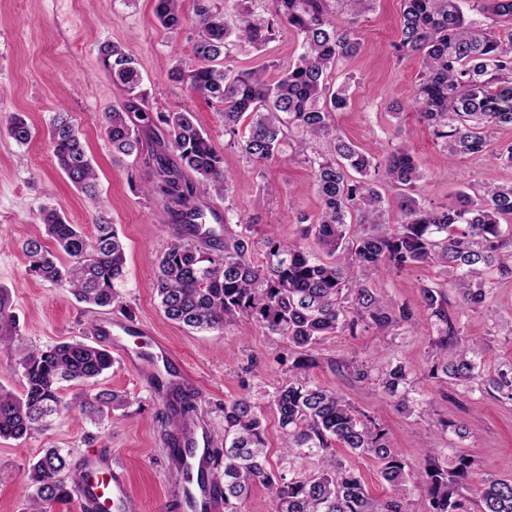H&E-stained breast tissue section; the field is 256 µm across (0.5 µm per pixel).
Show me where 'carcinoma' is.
Listing matches in <instances>:
<instances>
[{
  "label": "carcinoma",
  "instance_id": "obj_1",
  "mask_svg": "<svg viewBox=\"0 0 512 512\" xmlns=\"http://www.w3.org/2000/svg\"><path fill=\"white\" fill-rule=\"evenodd\" d=\"M256 0H235L222 12L213 0H194L197 65L173 78L216 104L224 134L255 164L277 158L281 143L302 135L296 150L304 154L322 202L317 218L297 220L299 239L267 236L256 242L248 231L224 234L206 224L201 198L227 192L224 152L180 109L153 113L141 89L135 59L119 44L100 47L107 77L122 100L104 113L102 127L113 158L144 156L155 176L154 192L163 196L162 224H182L189 237H178L160 255L154 288L164 316L191 330L222 331L245 318L293 347L288 376L272 396L288 464L315 457L319 471L302 476L274 474L267 457L262 411L251 395L224 404V452L213 458V483L224 497V512H243L254 486L270 493L271 512H408L406 499L417 489L422 512H512V479L488 475L469 486L473 458L464 453L439 457L428 449L414 473L393 448L377 418L308 377L318 365L315 346L329 335L362 330L392 332L415 326L406 306L395 307L372 287L383 272L398 273L436 265L442 279L421 286L422 312L434 331L429 375L476 384L487 394L512 404V365L492 374L480 371V343L462 335L453 304L477 311L490 297L489 273L512 276V184L484 185L436 206L416 196L423 174L406 145L382 160L333 133V117L348 107L349 81L336 86L330 73L336 62L355 53L360 38L354 27L373 0H269L257 11ZM397 57L421 59L413 89L419 120L431 129L448 159L462 155L512 163V145L495 146L490 130L512 128V0H476L469 17L465 0H401ZM155 14L167 29L181 25L179 0H156ZM282 23L300 37L301 53L278 80L266 67L239 70L233 51L243 43L255 48L273 39ZM136 112L142 124H130ZM156 129L157 146L143 154V132ZM4 130L19 145L28 144L33 127L12 113ZM52 154L69 182L99 200L98 175L67 114L56 113L48 129ZM330 138L328 153L308 151ZM195 173L189 180L184 173ZM395 190L399 220L388 221L390 206L379 186ZM46 235L67 256L62 262L43 239L25 240L21 250L28 271L69 289L90 308L119 303L126 254L116 225L100 212L94 232L67 223L45 208ZM313 240L320 257L303 246ZM263 259L254 260L256 248ZM0 351L22 370L24 389L0 387V438L21 439L44 429L62 405L65 382L97 383L112 368L104 346L80 340L28 349L19 334L9 291L0 287ZM346 368L361 382L378 386L403 413L420 410L412 396L410 371L401 361L372 373L363 363ZM125 397L99 391L82 397L80 411L97 423L123 406ZM366 455L379 467L389 494L370 495L362 478L339 461L333 447ZM71 462L59 448H47L28 471L30 512H50L71 496Z\"/></svg>",
  "mask_w": 512,
  "mask_h": 512
}]
</instances>
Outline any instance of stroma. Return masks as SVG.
I'll use <instances>...</instances> for the list:
<instances>
[{
	"label": "stroma",
	"mask_w": 512,
	"mask_h": 512,
	"mask_svg": "<svg viewBox=\"0 0 512 512\" xmlns=\"http://www.w3.org/2000/svg\"><path fill=\"white\" fill-rule=\"evenodd\" d=\"M154 6V0H0V123L11 113L24 112L35 130L24 146L0 134V286L10 291L25 344L43 348L74 339L106 346L114 364L96 387L126 399L112 421L95 425L78 411L86 385L69 382L61 390L68 407L50 426L23 439H0V512H28L26 471L46 448L68 452L77 475L90 463L113 461L125 471L128 499L136 512H172L177 488L165 438L186 426L172 398L156 394L140 362L152 358L159 373L190 374L197 421L206 426L217 451L224 448L223 404L245 393H273L288 367L287 340L267 335L252 322L239 321L221 333L189 332L166 319L159 307L153 289L157 261L174 230L157 221L162 202L149 189L153 176L143 161L118 162L112 157L102 115L120 101L121 93L101 68V43L121 44L136 59L152 112L190 109L199 126L223 145L228 193L208 195L203 203L227 212L232 232H240L247 221L254 238L273 234L296 239L295 217H315L321 201L309 170L290 146H283L278 158L259 174L246 175V159L238 148L227 146L215 104L172 77L174 69L188 71L196 65L193 0H180L182 24L174 30L159 24ZM399 18L400 0H375L359 17L360 48L339 59L334 71L336 81H352L348 108L335 114L338 132L379 159L398 144L410 146L425 174L419 193L437 204L474 183H512V166L466 157L449 160L430 129L419 122L413 87L420 63L415 57L397 59L394 53ZM298 54V38L285 28L262 50L243 46L233 64L240 69L266 65V76L273 81ZM395 101L404 107L397 117L389 111ZM58 112L69 113L82 133L98 173L99 201L74 189L54 163L47 131ZM100 205L124 241L126 279L118 306L91 309L66 289L30 276L21 245L27 238L44 235V207L56 208L68 223L87 231ZM435 278V268L416 267L397 276H379L372 286L392 305L417 311L421 286ZM489 286L487 307L460 314L465 334L483 341L480 362L486 372L512 363V334L505 328L512 320V278L492 275ZM102 322H123L127 329L118 336H104L98 331ZM156 335L166 342L175 362L160 357L152 344ZM431 338L432 330L424 322L398 335H332L317 346L319 363L311 378L376 415L410 467L423 463L427 449L454 448L475 459L473 480L489 474L512 478V404L476 388L430 378ZM396 359L411 370L421 414L397 411L377 388L340 367L341 362L358 360L377 369ZM443 412L466 426V438L441 429Z\"/></svg>",
	"instance_id": "35a3bbf8"
}]
</instances>
